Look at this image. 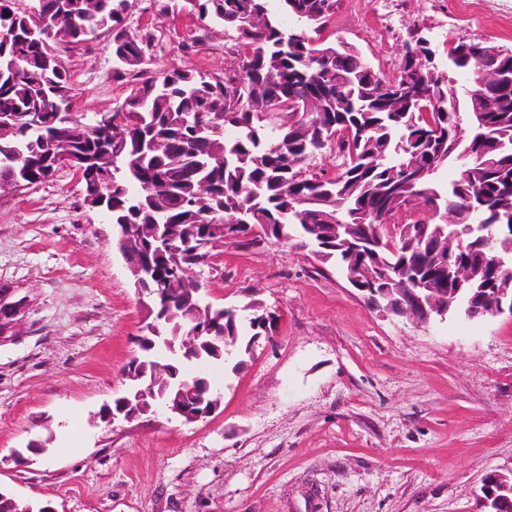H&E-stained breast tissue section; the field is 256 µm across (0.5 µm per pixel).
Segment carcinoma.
I'll return each instance as SVG.
<instances>
[{"label": "carcinoma", "mask_w": 512, "mask_h": 512, "mask_svg": "<svg viewBox=\"0 0 512 512\" xmlns=\"http://www.w3.org/2000/svg\"><path fill=\"white\" fill-rule=\"evenodd\" d=\"M202 21L215 19L238 46L239 61L219 74L196 68L155 67L157 44L148 28L129 23V0H0V186L45 183L63 167L50 153H72L89 161L84 183L102 172L99 188L84 192L83 204L99 208L110 224L128 225L113 244L126 264L148 263L163 279L168 261L150 248L154 235L172 225L193 240L176 256L192 275L207 265L214 230L239 224L235 245L249 250L266 241L312 249L322 264L363 269V282L405 273L404 292L416 280L428 295H455L458 314L497 301L496 290L512 293V237L496 245L504 267L484 262V236L471 222L456 221L463 209L478 208L483 226L504 223L512 207V90L491 84L477 94L481 66L512 72V48L472 41L468 56L452 69L473 74L469 90H458L448 73L416 62L417 48L405 39L399 75L375 71L358 48L322 33L342 0H184ZM43 20L33 27L32 15ZM290 16L295 32L282 17ZM104 37L112 51V81L126 87L115 109L125 128L109 135L98 122L71 113V121L40 127L34 112L54 117L71 103L70 74L62 56ZM409 81L427 100L446 110L419 111L417 100L393 90ZM281 97L284 112H269L266 101ZM336 152V172L315 171L323 150ZM456 178L440 182L444 168ZM423 206L409 222L373 225L366 215L391 217ZM465 265L470 282L459 288L436 257ZM161 335L151 329L136 337L139 355L125 366L157 379L156 393L169 399L156 364L167 358L164 340L192 336L191 361L201 365H246L261 336H271L277 316L257 302L243 317L201 303L187 291L153 304ZM218 322L214 348L201 324ZM45 512L0 490V512Z\"/></svg>", "instance_id": "carcinoma-1"}]
</instances>
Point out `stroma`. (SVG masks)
<instances>
[{
	"instance_id": "stroma-1",
	"label": "stroma",
	"mask_w": 512,
	"mask_h": 512,
	"mask_svg": "<svg viewBox=\"0 0 512 512\" xmlns=\"http://www.w3.org/2000/svg\"><path fill=\"white\" fill-rule=\"evenodd\" d=\"M380 2L342 0L324 35L385 76L416 24L430 28L440 64L451 38L512 47V0L495 11L405 0L386 39ZM131 3L133 26L159 40L158 68L219 73L235 62L223 26L179 0ZM63 60L76 112H108L124 97L108 41ZM203 277L206 302L275 311L274 335L238 372L206 368L223 396L207 419L104 422L143 318L112 231L70 172L0 192V282L29 300L17 337L0 344L1 489L55 512H480L483 476L512 469V315L418 324L373 309L339 270L276 242L224 245ZM42 426L48 453H28Z\"/></svg>"
}]
</instances>
